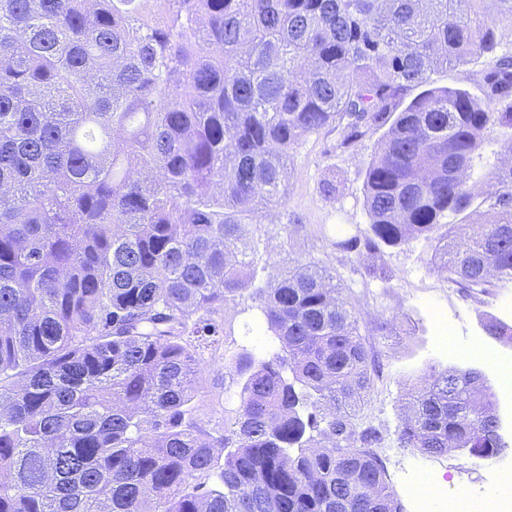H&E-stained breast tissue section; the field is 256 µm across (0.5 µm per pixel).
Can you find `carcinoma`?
Masks as SVG:
<instances>
[{"label": "carcinoma", "instance_id": "1", "mask_svg": "<svg viewBox=\"0 0 512 512\" xmlns=\"http://www.w3.org/2000/svg\"><path fill=\"white\" fill-rule=\"evenodd\" d=\"M511 33L512 0H0V512H403L355 422L376 369L355 312L324 266L258 265L245 226L303 139L382 129L369 224L331 245L375 276L424 238L464 294L512 283ZM476 56L484 99L430 85ZM495 126L510 161L479 197ZM245 301L274 347L225 365L239 406L209 432L191 337ZM495 397L433 370L400 443L503 455ZM503 132L504 130L497 126L490 129L485 148L482 150L480 157L475 160L470 184L474 185L478 193L488 188V184L483 179V174L499 166L500 162L503 161L504 153L500 148L501 142L504 139Z\"/></svg>", "mask_w": 512, "mask_h": 512}]
</instances>
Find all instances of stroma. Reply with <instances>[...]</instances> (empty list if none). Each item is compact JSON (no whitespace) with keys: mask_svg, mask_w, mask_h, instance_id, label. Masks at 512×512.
<instances>
[{"mask_svg":"<svg viewBox=\"0 0 512 512\" xmlns=\"http://www.w3.org/2000/svg\"><path fill=\"white\" fill-rule=\"evenodd\" d=\"M483 68V61L476 59L436 71L431 80L479 99ZM380 140L376 133L340 151L333 149L329 138L307 137L293 153L284 204L263 223L249 225L247 236L257 245L258 263L302 258L325 265L335 276L341 297L358 313L368 355L378 365L359 417L382 431L377 453L403 512H415L408 489L426 476L436 479L429 490L435 502L432 512H446L451 496L478 498L484 512H503L496 504L490 477L500 467L512 468L511 453L482 461L469 460L467 454L454 450L427 456L402 447L397 429L408 388L431 368L457 366L483 371L497 395L506 431L512 433V387L505 385L499 370L501 360H512V342L486 336L481 327L490 316L512 325V311L503 308L504 302L512 303V288H494L476 297L463 294L435 270L434 244L422 238L385 250L376 260L383 269L381 277L366 279L357 259L336 251L319 231L324 224H368L364 173ZM328 179L339 188L332 199L320 192L321 182ZM255 317L251 310L221 309L212 316L216 335L193 341L205 367L197 400L198 418L207 427H220L239 404L240 387L226 374L225 363L242 348L258 350L269 345L262 332H246ZM445 333L452 337V344L442 342Z\"/></svg>","mask_w":512,"mask_h":512,"instance_id":"1","label":"stroma"}]
</instances>
